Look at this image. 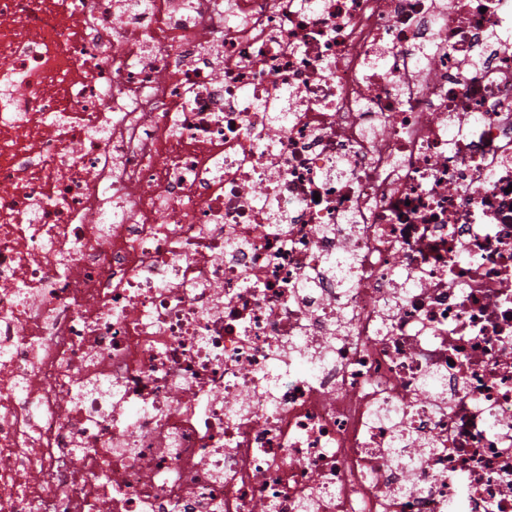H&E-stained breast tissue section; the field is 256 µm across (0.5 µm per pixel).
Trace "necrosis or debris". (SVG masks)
I'll list each match as a JSON object with an SVG mask.
<instances>
[{
  "label": "necrosis or debris",
  "mask_w": 512,
  "mask_h": 512,
  "mask_svg": "<svg viewBox=\"0 0 512 512\" xmlns=\"http://www.w3.org/2000/svg\"><path fill=\"white\" fill-rule=\"evenodd\" d=\"M260 502L512 512V0H0V512Z\"/></svg>",
  "instance_id": "4bbe7bcc"
}]
</instances>
